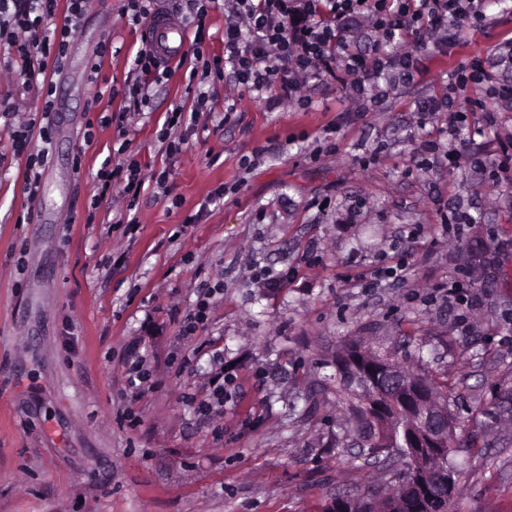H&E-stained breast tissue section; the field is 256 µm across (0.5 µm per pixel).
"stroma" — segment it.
<instances>
[{
	"label": "stroma",
	"mask_w": 512,
	"mask_h": 512,
	"mask_svg": "<svg viewBox=\"0 0 512 512\" xmlns=\"http://www.w3.org/2000/svg\"><path fill=\"white\" fill-rule=\"evenodd\" d=\"M127 6L91 0L46 69L68 109L51 115L35 195L0 120V512H325L336 493L386 488L402 460L336 445L345 410L326 382L354 338L447 378L460 432L477 441L448 458L453 512H512V187L441 155L423 163L428 141L447 142L448 115L417 112L477 56L512 81L494 53L512 43V10L490 5L454 48L420 52L414 83L364 114L330 78L277 104L206 80L205 129L169 154L158 134L173 107L194 106L189 69L172 67L144 112L129 111L144 33ZM106 35L112 55L94 76ZM106 86L111 100L88 110ZM105 113L123 124L101 126ZM460 139L498 152L512 104L491 125L470 113ZM122 141L141 168L134 199L119 183L97 191ZM225 184L233 193L201 212ZM453 208L476 222L442 229ZM131 210L132 231L120 222ZM403 260V278L381 277ZM460 270L478 283L464 309L448 302ZM211 287L207 321L183 335ZM132 347L152 372L137 388ZM219 365L232 382L204 417Z\"/></svg>",
	"instance_id": "35a3bbf8"
}]
</instances>
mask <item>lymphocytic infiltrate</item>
<instances>
[{"instance_id":"f902f5d3","label":"lymphocytic infiltrate","mask_w":512,"mask_h":512,"mask_svg":"<svg viewBox=\"0 0 512 512\" xmlns=\"http://www.w3.org/2000/svg\"><path fill=\"white\" fill-rule=\"evenodd\" d=\"M89 0H0V65L18 84L31 87L45 73L48 63H61L67 56L72 29L84 15ZM486 0H224V55L205 58V19L213 0H188L187 29L193 30L194 62L204 75L244 86L258 94L269 93L295 99L301 81L330 77L349 92L352 102L369 110L376 102L370 87L399 79L412 81L418 52L427 47L445 50L458 40L460 28L485 22ZM64 10L59 28L51 23L57 10ZM370 20L376 39L374 51L364 54L351 47L350 33L361 20ZM145 76L132 89V108L142 111L153 91L168 76L167 66L150 49L134 58ZM489 92L478 108L493 120L499 102L512 103V82L502 81L494 68L474 59L460 63L448 84L447 95L424 101L423 114L452 112L453 123H466L468 113L454 109L455 100L467 99L476 85ZM40 147H31L32 137ZM11 147L26 155V186L36 192L40 170L49 160L51 132L21 131L12 135ZM127 144H120V163L104 161L98 175V190L107 194L112 183L125 179L124 191L138 197L142 182L135 160L127 158Z\"/></svg>"}]
</instances>
